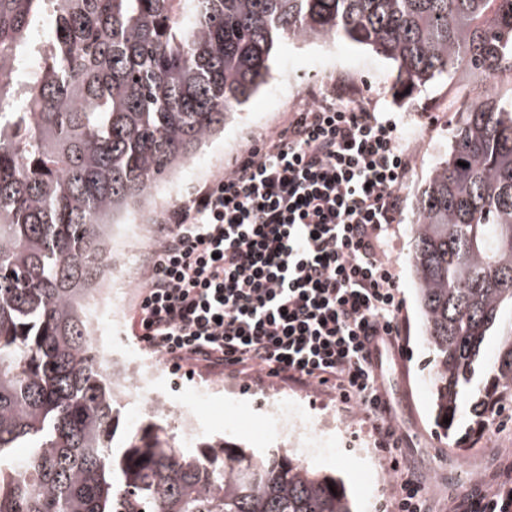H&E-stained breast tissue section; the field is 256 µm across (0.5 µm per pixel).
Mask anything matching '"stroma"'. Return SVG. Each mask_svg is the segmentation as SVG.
I'll use <instances>...</instances> for the list:
<instances>
[{"label": "stroma", "mask_w": 512, "mask_h": 512, "mask_svg": "<svg viewBox=\"0 0 512 512\" xmlns=\"http://www.w3.org/2000/svg\"><path fill=\"white\" fill-rule=\"evenodd\" d=\"M396 73L390 61L371 48L343 40H283L274 51L266 85L225 123L180 172L157 188L148 204L137 208L127 223L133 234L129 253H113L115 270L141 278L149 249L155 242L159 217L183 199L194 187L224 171L255 137L277 128L286 113L313 101L316 88L345 83L346 100L363 103L378 112L393 113L403 138L413 153V168L402 188L404 208L394 236L392 252L397 260L399 284L406 307V358L389 362L382 378L391 395L401 441L396 454L410 472L421 479L435 512H446L450 499L463 496L480 478L492 475L497 449H512V398L499 401L485 425L471 433L465 450H457L438 429L431 416L429 384L432 355L422 341L416 306L415 283L409 256L416 222V197L432 168L444 157L458 112L469 106L457 97L458 87L512 98V80L474 77L462 72L419 88L402 98L394 92ZM226 382L229 392L194 409L199 426L196 442L227 440L264 456L288 453L310 469L341 478L355 512H390L391 475L387 455L375 448L369 422L357 408H345L337 400L323 402L316 389H301L282 382H248L221 369L198 368L189 372L162 361L159 387L164 396L178 399L185 391L206 380ZM276 390L280 402L293 416L319 418L334 410L331 429L299 430L287 436L270 413L268 390Z\"/></svg>", "instance_id": "35a3bbf8"}]
</instances>
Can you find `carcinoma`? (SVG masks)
Instances as JSON below:
<instances>
[{
  "label": "carcinoma",
  "instance_id": "cac0c4a2",
  "mask_svg": "<svg viewBox=\"0 0 512 512\" xmlns=\"http://www.w3.org/2000/svg\"><path fill=\"white\" fill-rule=\"evenodd\" d=\"M284 36L370 46L401 94L461 67L512 76V0H0V512H354L286 453H188L156 422L114 451L120 402L90 332L113 225L224 131ZM417 215L432 415L462 446L459 418L481 426L512 395V99L459 113Z\"/></svg>",
  "mask_w": 512,
  "mask_h": 512
}]
</instances>
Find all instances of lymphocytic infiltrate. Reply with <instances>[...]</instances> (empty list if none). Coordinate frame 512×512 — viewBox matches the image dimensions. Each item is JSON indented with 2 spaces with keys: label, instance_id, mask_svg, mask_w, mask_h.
<instances>
[{
  "label": "lymphocytic infiltrate",
  "instance_id": "obj_1",
  "mask_svg": "<svg viewBox=\"0 0 512 512\" xmlns=\"http://www.w3.org/2000/svg\"><path fill=\"white\" fill-rule=\"evenodd\" d=\"M411 167L384 113L332 95L288 113L160 216L132 335L176 369L327 388L364 411L376 447L397 448L367 343L405 349L388 239ZM390 468L392 512H431L421 482L399 460ZM449 512H512V462Z\"/></svg>",
  "mask_w": 512,
  "mask_h": 512
}]
</instances>
